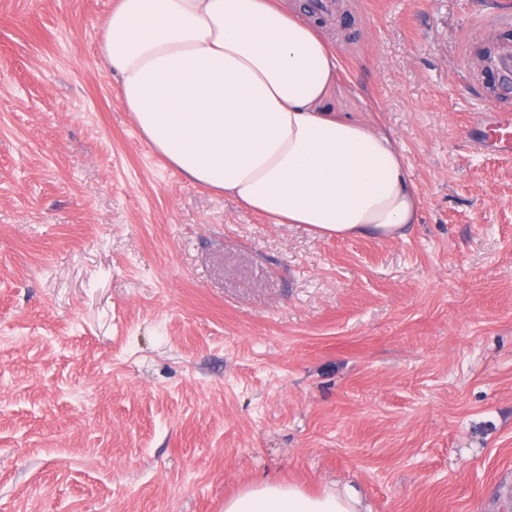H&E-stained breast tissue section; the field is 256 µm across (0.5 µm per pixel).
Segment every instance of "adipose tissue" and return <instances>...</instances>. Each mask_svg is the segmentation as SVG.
Segmentation results:
<instances>
[{"instance_id":"adipose-tissue-1","label":"adipose tissue","mask_w":512,"mask_h":512,"mask_svg":"<svg viewBox=\"0 0 512 512\" xmlns=\"http://www.w3.org/2000/svg\"><path fill=\"white\" fill-rule=\"evenodd\" d=\"M107 67L153 151L273 224L406 238L421 202L394 139L326 107L341 70L316 20L285 0H118ZM224 512H363L351 490L266 482Z\"/></svg>"}]
</instances>
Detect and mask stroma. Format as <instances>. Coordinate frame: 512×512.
Masks as SVG:
<instances>
[{
  "mask_svg": "<svg viewBox=\"0 0 512 512\" xmlns=\"http://www.w3.org/2000/svg\"><path fill=\"white\" fill-rule=\"evenodd\" d=\"M117 0H0V512H224L265 481L512 512V153L490 0H344L327 106L388 132L407 238L270 224L137 133ZM486 112H497L498 118L489 129V138L496 141L510 142L512 139V114L500 110L496 100L486 99Z\"/></svg>",
  "mask_w": 512,
  "mask_h": 512,
  "instance_id": "stroma-1",
  "label": "stroma"
}]
</instances>
